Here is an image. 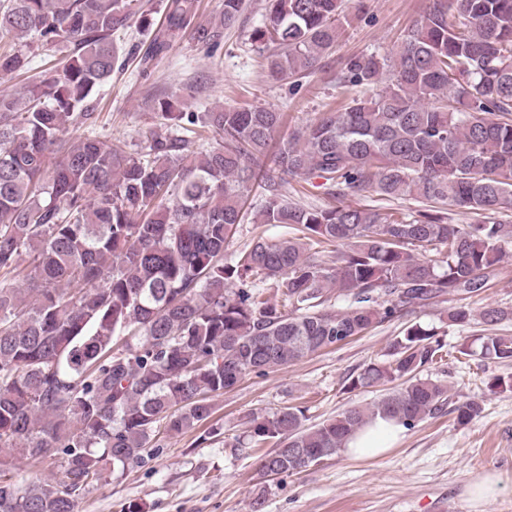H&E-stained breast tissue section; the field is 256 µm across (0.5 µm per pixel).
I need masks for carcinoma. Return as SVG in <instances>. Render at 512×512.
I'll list each match as a JSON object with an SVG mask.
<instances>
[{"label":"carcinoma","mask_w":512,"mask_h":512,"mask_svg":"<svg viewBox=\"0 0 512 512\" xmlns=\"http://www.w3.org/2000/svg\"><path fill=\"white\" fill-rule=\"evenodd\" d=\"M136 0H3L0 78L29 69L43 47L66 52L21 93L0 90V512H78L79 496L122 475L173 437L210 422L213 398L243 377L279 370L337 347L408 308L486 292L512 242V0H427L384 64L374 54L341 63L360 89L275 146L284 115L261 107L180 112L158 102L162 131L139 152L94 134L95 94L125 65L113 35ZM165 26L147 66L184 36L210 46L235 24L243 0L196 19L195 0H165ZM345 0H267L252 41L275 78L315 73L335 48ZM22 40L28 52L15 48ZM89 134L69 137L74 129ZM218 137L204 148L203 133ZM198 144V150L191 145ZM319 179L328 203L288 199L292 181ZM254 223L286 229L224 254L251 192ZM411 197L404 217L351 204L364 194ZM476 216L450 224L444 207ZM30 260L28 287L19 284ZM349 302L340 311L331 293ZM436 333L415 323L389 360L350 376L383 387L365 406L308 427L304 411L251 413L245 438L274 443L257 472L298 473L347 447L377 419L409 430L450 400L421 376L442 359ZM478 354L512 361V337H480ZM459 422L478 416L468 400ZM54 460L61 477L20 485V460Z\"/></svg>","instance_id":"cac0c4a2"}]
</instances>
